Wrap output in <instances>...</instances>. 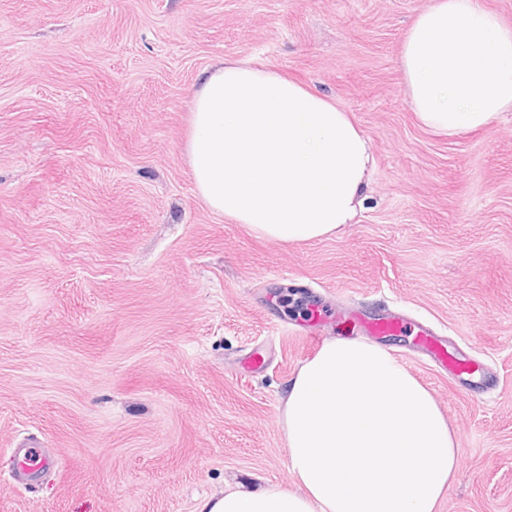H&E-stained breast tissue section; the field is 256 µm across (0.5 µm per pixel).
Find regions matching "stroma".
<instances>
[{
    "label": "stroma",
    "mask_w": 512,
    "mask_h": 512,
    "mask_svg": "<svg viewBox=\"0 0 512 512\" xmlns=\"http://www.w3.org/2000/svg\"><path fill=\"white\" fill-rule=\"evenodd\" d=\"M427 4L0 0V512H197L295 489L280 414L317 351L287 330L309 297L428 322L494 378L474 397L382 342L456 435L438 512H512V112L419 125L398 57ZM227 57L350 112L375 162L356 223L283 244L201 202L190 102ZM18 448L54 470L14 481Z\"/></svg>",
    "instance_id": "stroma-1"
}]
</instances>
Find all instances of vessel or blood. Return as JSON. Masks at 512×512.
<instances>
[{
    "instance_id": "1",
    "label": "vessel or blood",
    "mask_w": 512,
    "mask_h": 512,
    "mask_svg": "<svg viewBox=\"0 0 512 512\" xmlns=\"http://www.w3.org/2000/svg\"><path fill=\"white\" fill-rule=\"evenodd\" d=\"M333 321L337 334L364 335L369 337L397 336L402 332L413 335L416 346L436 365L448 372L455 379L472 375L471 358L449 351L446 343L436 333L422 324L412 321L399 313H386L368 317L358 312H339L333 317H326L315 307L308 308L304 332L310 340H317L318 333L326 321ZM18 477H25L40 471L50 470L55 465L52 457L29 449H18Z\"/></svg>"
}]
</instances>
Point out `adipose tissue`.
<instances>
[{
	"label": "adipose tissue",
	"instance_id": "ef3b65f1",
	"mask_svg": "<svg viewBox=\"0 0 512 512\" xmlns=\"http://www.w3.org/2000/svg\"><path fill=\"white\" fill-rule=\"evenodd\" d=\"M419 122L453 135L512 112V26L479 0H431L399 55ZM186 151L207 207L278 243L352 223L373 158L327 95L254 59L203 71ZM280 421L297 490L229 491L199 512H437L455 435L431 392L384 347L324 342L289 381Z\"/></svg>",
	"mask_w": 512,
	"mask_h": 512
}]
</instances>
